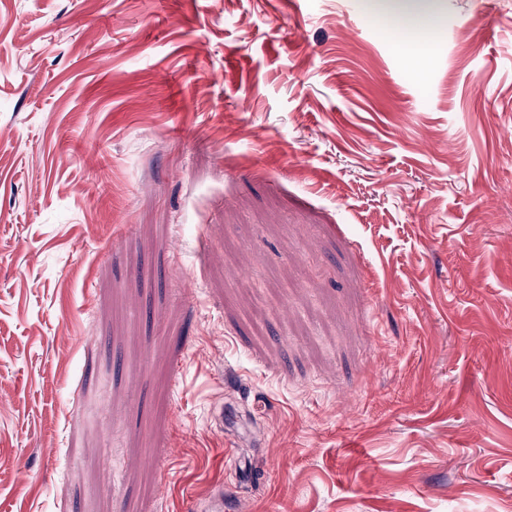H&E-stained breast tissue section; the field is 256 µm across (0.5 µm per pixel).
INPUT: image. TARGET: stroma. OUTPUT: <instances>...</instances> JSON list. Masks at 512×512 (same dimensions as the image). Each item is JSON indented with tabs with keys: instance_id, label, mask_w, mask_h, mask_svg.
Instances as JSON below:
<instances>
[{
	"instance_id": "1",
	"label": "stroma",
	"mask_w": 512,
	"mask_h": 512,
	"mask_svg": "<svg viewBox=\"0 0 512 512\" xmlns=\"http://www.w3.org/2000/svg\"><path fill=\"white\" fill-rule=\"evenodd\" d=\"M437 22L0 0V512H512V0Z\"/></svg>"
}]
</instances>
